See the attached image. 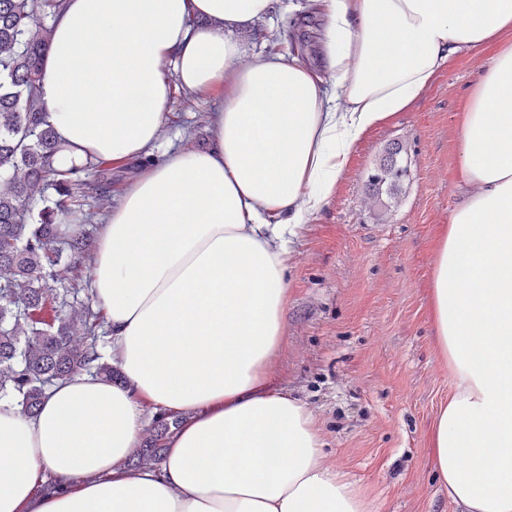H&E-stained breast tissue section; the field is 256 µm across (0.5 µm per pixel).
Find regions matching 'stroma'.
I'll return each mask as SVG.
<instances>
[{
    "mask_svg": "<svg viewBox=\"0 0 512 512\" xmlns=\"http://www.w3.org/2000/svg\"><path fill=\"white\" fill-rule=\"evenodd\" d=\"M284 50L322 67L320 20L274 14ZM489 53L460 51L408 110L350 156L325 211L301 231L288 267V310L272 384L313 412L326 465L372 512H462L434 478L429 436L453 388L429 316L435 238L458 201L462 98ZM219 94L174 89L162 147H207ZM408 178L398 197L367 178L391 144Z\"/></svg>",
    "mask_w": 512,
    "mask_h": 512,
    "instance_id": "1",
    "label": "stroma"
}]
</instances>
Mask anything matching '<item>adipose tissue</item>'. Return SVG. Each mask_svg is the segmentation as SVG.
<instances>
[{
    "mask_svg": "<svg viewBox=\"0 0 512 512\" xmlns=\"http://www.w3.org/2000/svg\"><path fill=\"white\" fill-rule=\"evenodd\" d=\"M301 11L324 22L325 71L236 38ZM511 32L512 0H64L39 77L55 166L142 163L91 265L126 382L76 376L33 416L0 398V512H372L325 464L311 410L270 383L291 244L371 130L489 47L429 284L453 382L430 447L463 512H512ZM176 86L224 98L207 149L156 160ZM148 403L180 424L134 469Z\"/></svg>",
    "mask_w": 512,
    "mask_h": 512,
    "instance_id": "obj_1",
    "label": "adipose tissue"
}]
</instances>
